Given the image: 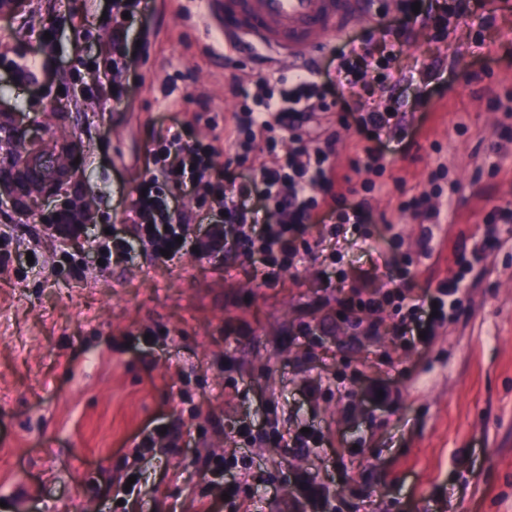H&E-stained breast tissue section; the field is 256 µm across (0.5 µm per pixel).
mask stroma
<instances>
[{"instance_id":"obj_1","label":"stroma","mask_w":512,"mask_h":512,"mask_svg":"<svg viewBox=\"0 0 512 512\" xmlns=\"http://www.w3.org/2000/svg\"><path fill=\"white\" fill-rule=\"evenodd\" d=\"M103 7L27 0L0 15V173L24 147L62 146L90 235L121 222L153 129L192 119L203 100L223 121L236 105L228 84L255 70L225 59L201 0H157L128 98L100 103L78 84L91 44L108 38ZM396 66L409 79L395 92L403 133L381 147L386 190L365 194L351 166L367 142L357 120L323 122L340 139L332 163L348 205L370 202L341 262L323 223L306 226L311 253L271 286L234 253L157 265L136 250L105 269L88 239L67 247L81 281L39 265L0 274V512H239L213 473L220 461L251 512H512V223L483 244L495 206L512 200V0H471L442 43L415 27ZM441 165L448 211L424 256V227L398 204L431 190ZM61 201L0 182L13 252L35 246L20 213ZM458 254L473 263L462 306L428 343L398 337L389 311L377 336L336 322L349 288L422 297ZM158 426L166 447L138 454ZM304 428L319 447L276 444ZM134 473L140 491L124 495Z\"/></svg>"}]
</instances>
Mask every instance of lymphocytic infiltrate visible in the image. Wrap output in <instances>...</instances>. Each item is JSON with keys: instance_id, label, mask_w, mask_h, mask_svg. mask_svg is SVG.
<instances>
[{"instance_id": "1", "label": "lymphocytic infiltrate", "mask_w": 512, "mask_h": 512, "mask_svg": "<svg viewBox=\"0 0 512 512\" xmlns=\"http://www.w3.org/2000/svg\"><path fill=\"white\" fill-rule=\"evenodd\" d=\"M469 6L470 0H425L421 5L416 0H396L395 14H381L372 37L353 36L329 51V59L336 63L333 79L323 80L319 65L306 73L279 76L273 83L261 76L241 78L229 87L240 105L225 117L220 134L205 142L188 139L191 125L182 121L153 132L149 165L130 193L121 224L110 225L108 234L96 240L97 251L104 261H123L137 245L162 264L167 255L180 254L189 239L203 257L230 251L242 255L263 283L275 284L279 266L296 265L308 252L302 228L317 210L336 213L344 224L364 221L362 210H348L345 194L335 187L330 158L338 138L320 121L321 113L336 109L333 92L359 100L361 77L370 71L376 72L380 85L399 81L394 63L415 16L423 15L433 38L441 41ZM111 12L108 66L96 72L88 91L101 101L118 104L128 95L125 76L139 55L127 20L148 21L152 7L149 0H112ZM286 132L291 135L287 141L282 138ZM225 143L232 148L237 166H244L259 151L268 160L227 183H213L211 171ZM189 193L213 211L207 229L196 237L179 210L181 198ZM87 218V204L76 197L66 207L36 215L34 221L66 242L86 235ZM471 270V264H459L452 278L440 281L428 298L411 303L397 288L387 291L381 301L351 290L338 317L345 321L363 316L368 331L375 333L385 306L390 305L402 315V336L432 334L436 321L446 317L447 297L457 293Z\"/></svg>"}]
</instances>
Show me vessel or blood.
<instances>
[{"label":"vessel or blood","mask_w":512,"mask_h":512,"mask_svg":"<svg viewBox=\"0 0 512 512\" xmlns=\"http://www.w3.org/2000/svg\"><path fill=\"white\" fill-rule=\"evenodd\" d=\"M205 17L221 43L261 66L302 69L336 40L374 23L377 0H204ZM61 158L50 147L29 156L22 188L55 181Z\"/></svg>","instance_id":"vessel-or-blood-1"}]
</instances>
